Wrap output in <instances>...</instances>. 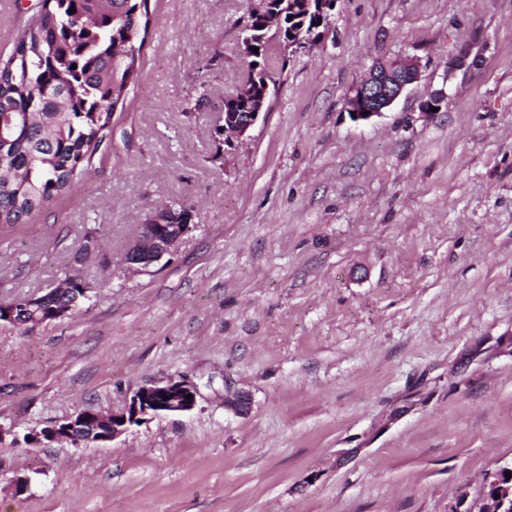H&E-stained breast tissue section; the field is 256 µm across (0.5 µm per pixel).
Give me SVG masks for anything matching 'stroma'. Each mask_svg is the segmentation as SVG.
Instances as JSON below:
<instances>
[{
	"label": "stroma",
	"mask_w": 512,
	"mask_h": 512,
	"mask_svg": "<svg viewBox=\"0 0 512 512\" xmlns=\"http://www.w3.org/2000/svg\"><path fill=\"white\" fill-rule=\"evenodd\" d=\"M36 2L0 0V59ZM249 7L148 0L112 148L0 225V301L90 285L59 320L0 325V512H468L512 462V0H338L276 51L269 112L228 147ZM400 57L418 80L353 120L348 94ZM180 203L173 255L127 270L149 210ZM171 378L192 410L24 441Z\"/></svg>",
	"instance_id": "obj_1"
}]
</instances>
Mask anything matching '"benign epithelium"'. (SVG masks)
<instances>
[{"mask_svg":"<svg viewBox=\"0 0 512 512\" xmlns=\"http://www.w3.org/2000/svg\"><path fill=\"white\" fill-rule=\"evenodd\" d=\"M311 0H290L291 7L281 6L273 0H254L253 8L258 13H270L281 20L286 13H304L309 10ZM419 69L415 59L402 57L393 61L380 62L370 71L347 100L349 112L356 120L368 121L383 114L402 94L404 89L418 79ZM234 94L246 104V111L224 112V144L232 145L244 137L261 115L265 114L269 94L268 80L263 84H241ZM173 223L165 224L152 210L139 234L125 252L124 264L127 269L146 272L172 255L181 240L192 229V210L187 207H172ZM87 292L70 293L58 298L54 288L46 289L40 296L17 298L10 303L0 302V324L8 322L20 325L17 313L31 308L45 307L50 310V320L64 317L74 310L79 299ZM191 399H186L187 395ZM196 388L184 380H169L154 383L138 389L127 408L119 413L101 411L78 413L73 417L57 421L39 432L28 434L30 443L65 439L76 445L107 443L124 434L131 426L140 423L144 417L176 415L187 412L196 405ZM512 466H503L485 479L481 503L487 505L483 512H512Z\"/></svg>","mask_w":512,"mask_h":512,"instance_id":"obj_1","label":"benign epithelium"}]
</instances>
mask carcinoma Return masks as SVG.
Returning <instances> with one entry per match:
<instances>
[{
  "label": "carcinoma",
  "instance_id": "1",
  "mask_svg": "<svg viewBox=\"0 0 512 512\" xmlns=\"http://www.w3.org/2000/svg\"><path fill=\"white\" fill-rule=\"evenodd\" d=\"M148 0H44L0 63V224H22L67 194L112 134L115 107L140 77L126 47L144 43ZM258 55L270 34L249 14Z\"/></svg>",
  "mask_w": 512,
  "mask_h": 512
}]
</instances>
